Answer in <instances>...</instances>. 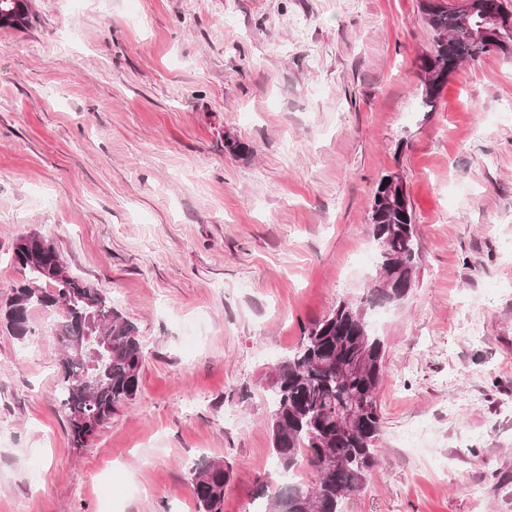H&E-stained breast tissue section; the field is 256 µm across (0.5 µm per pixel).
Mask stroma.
<instances>
[{
    "label": "stroma",
    "mask_w": 512,
    "mask_h": 512,
    "mask_svg": "<svg viewBox=\"0 0 512 512\" xmlns=\"http://www.w3.org/2000/svg\"><path fill=\"white\" fill-rule=\"evenodd\" d=\"M30 4L0 28V312L36 233L145 360L78 447L56 310L31 308L22 340L0 321V512H196L208 460L233 470L224 512H257L279 488L269 377L366 296L371 195L393 172L417 279L368 311L383 432L343 512H512V59L469 63L427 112L420 0Z\"/></svg>",
    "instance_id": "1"
}]
</instances>
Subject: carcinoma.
Instances as JSON below:
<instances>
[{"label":"carcinoma","mask_w":512,"mask_h":512,"mask_svg":"<svg viewBox=\"0 0 512 512\" xmlns=\"http://www.w3.org/2000/svg\"><path fill=\"white\" fill-rule=\"evenodd\" d=\"M433 34L432 46L420 57L421 103L434 108L448 82V69L491 54L488 43L474 38L481 21L464 22L448 0L420 3ZM28 0H0V27L29 23ZM369 230L379 249V276L370 289V302L406 293L385 288L409 277L418 258L416 224L411 202L402 185L383 176L376 184ZM12 260L28 271L31 282L52 288L47 292L23 284L14 289L5 317L11 333L28 336V312L34 306L59 309L55 335L62 347V405L75 445L87 443L112 419L116 407L139 391L144 350L134 326L102 290L72 276L55 247L36 233L17 238ZM364 306L341 301L304 331L301 348L278 364L269 379L272 455L284 472L307 465L314 483L287 485L261 505L260 512H342L348 496L359 492L376 465L382 434L378 392L386 343L358 320ZM100 321L111 352L97 367L69 358L72 349L87 344L88 317ZM232 467L206 461L195 468L192 491L197 512H223L224 490Z\"/></svg>","instance_id":"obj_1"}]
</instances>
